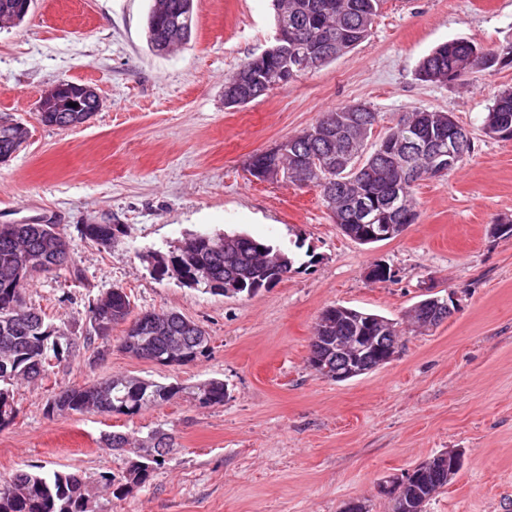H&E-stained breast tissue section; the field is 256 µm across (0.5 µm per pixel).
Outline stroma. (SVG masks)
<instances>
[{"label":"stroma","instance_id":"obj_1","mask_svg":"<svg viewBox=\"0 0 512 512\" xmlns=\"http://www.w3.org/2000/svg\"><path fill=\"white\" fill-rule=\"evenodd\" d=\"M152 0H35L19 26L0 29V114L26 125V143L0 163V224L59 225L77 275L35 279L29 303L64 332L81 333L97 297L122 288L135 312L175 309L209 334L205 356L183 366L132 357L116 326L104 359L76 349L43 380L15 390L18 413L0 428V477L18 468L77 472L96 512H343L351 501L386 512L385 477L448 451L463 466L427 512H512V141L486 136L512 65L426 83L419 61L437 45L512 43V0H385L354 50L249 104H224V80L273 41L270 0H194L189 43L151 51ZM60 80L87 83L102 106L76 128L43 125L38 102ZM365 103L381 138L417 110L449 113L474 152L449 176L414 186L418 218L397 238L362 245L334 224L315 188L261 182L249 158L315 123ZM115 224L110 246L81 233ZM244 232L293 254L287 278L254 294L212 295L156 279L147 252L191 233ZM377 261L384 282L368 279ZM453 300L440 325L412 330L425 293ZM365 310L400 324L389 363L345 382L308 364L321 312ZM113 375L192 386L224 380V404L182 398L136 415L49 416L65 388ZM173 430L176 446L148 483L105 495L124 457L101 444L112 431Z\"/></svg>","mask_w":512,"mask_h":512}]
</instances>
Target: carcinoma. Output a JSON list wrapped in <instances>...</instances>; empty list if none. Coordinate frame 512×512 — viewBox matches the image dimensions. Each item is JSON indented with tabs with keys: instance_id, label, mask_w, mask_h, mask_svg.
Returning <instances> with one entry per match:
<instances>
[{
	"instance_id": "carcinoma-1",
	"label": "carcinoma",
	"mask_w": 512,
	"mask_h": 512,
	"mask_svg": "<svg viewBox=\"0 0 512 512\" xmlns=\"http://www.w3.org/2000/svg\"><path fill=\"white\" fill-rule=\"evenodd\" d=\"M385 0H273L276 33H286L304 45L332 42L346 53L369 35ZM194 24L193 0H153L147 16L148 46L155 51L170 35L174 48L186 44ZM465 48L442 43L419 64L417 77L423 82L448 83L468 72L463 64ZM288 61L279 54L256 55L235 74L247 76L250 91L262 96L286 88L294 82L282 81L280 71ZM91 112H46L41 122L47 126L69 127L83 124ZM512 122V90L502 92L483 120L485 135L492 138L501 120ZM379 122V113L368 105L348 104L322 113L311 127L275 144L272 151L251 156L248 172L282 166L281 182L311 185L319 191L324 206L344 235L362 231L355 208L364 205L386 215L389 224H412L417 211L412 195L414 183L428 173L425 157L406 159L383 152L384 142H410L421 133L434 140L448 130V113L421 110L412 113L376 142L357 138L359 131ZM28 138V130L0 116V155L15 154ZM114 224H85L84 236L102 245L112 244ZM151 274L169 276L180 264L186 272H207L198 288L213 295L224 294V285L233 284L241 293L251 294L281 282L291 272L288 253L267 240L243 232L190 234L168 253L151 251ZM71 264L69 244L57 224H0V426L16 415L12 387L19 382H35L45 377L49 360H62L79 345L90 347L105 341L114 326L128 324L120 347L140 359H162L164 366L187 365L209 350L210 337L198 324L175 310L146 311L132 315L130 297L114 288L90 304L89 326L80 336L66 337L46 313L26 301V291L35 277ZM410 321L433 327L448 318V300L428 296L409 311ZM376 314L349 309L333 317H321L316 342L308 358L311 368L330 378L336 372V337L351 336L366 328ZM184 395L196 404L224 403L227 388L220 379H209L192 387L162 384L137 377L115 375L84 387L64 389L45 405L47 415L104 414L134 415ZM105 447L132 454L116 483L104 477L105 487L119 497L123 484L145 483L162 465L161 459L175 447L174 433L163 428L144 437L112 431L102 436ZM448 485V470L431 457L421 462L413 476L397 494L387 497V512H425L427 504ZM0 512H93L84 478L77 473L18 470L0 479Z\"/></svg>"
}]
</instances>
